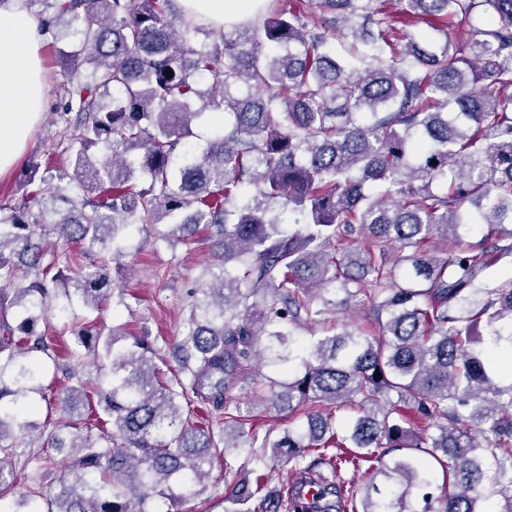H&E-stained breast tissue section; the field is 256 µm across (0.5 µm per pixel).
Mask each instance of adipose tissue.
Listing matches in <instances>:
<instances>
[{"label": "adipose tissue", "instance_id": "obj_1", "mask_svg": "<svg viewBox=\"0 0 512 512\" xmlns=\"http://www.w3.org/2000/svg\"><path fill=\"white\" fill-rule=\"evenodd\" d=\"M191 22L220 27L257 15L261 0H175ZM41 37L36 18L21 6L0 9V173L28 145L44 107Z\"/></svg>", "mask_w": 512, "mask_h": 512}]
</instances>
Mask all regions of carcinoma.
Returning <instances> with one entry per match:
<instances>
[{"instance_id": "cac0c4a2", "label": "carcinoma", "mask_w": 512, "mask_h": 512, "mask_svg": "<svg viewBox=\"0 0 512 512\" xmlns=\"http://www.w3.org/2000/svg\"><path fill=\"white\" fill-rule=\"evenodd\" d=\"M37 2L42 33L69 41L66 65L89 72L68 78L56 105L76 146L65 187L45 192L34 165L24 201L0 204V500L17 480L9 441L35 426L33 355H49L39 323L110 299L131 226L187 240L203 224L224 256L173 350L180 373L163 377L139 339L117 347L115 328L75 327L74 354L93 352L107 380L90 392L67 375L64 420L42 432L72 462L58 491L28 492L27 512H157L204 492L213 462L245 446L296 477L294 496L268 492L260 512H487L494 494L512 512V381L496 363L512 352V281L482 278L512 253L498 234L512 224V0H397L404 21L430 27L424 39L397 31L391 0H298L264 6L258 33L236 25L197 47L188 36L207 31L173 0ZM459 19L484 21L466 46L450 36ZM327 21L346 38L342 58ZM207 109L224 113V135L201 141L192 123ZM99 146L112 155L93 164ZM41 224L56 241L35 239ZM474 224L489 233L470 245ZM355 231L367 245L341 249ZM434 238L450 258L426 251ZM71 243L107 256L74 270ZM48 277L66 279L62 296ZM359 298L369 329L296 338ZM241 383L304 410L305 425L245 439L230 412ZM418 414L429 431H415ZM92 415L112 431L93 436ZM349 466L369 474L353 493L339 476ZM263 480L225 512H251L242 505Z\"/></svg>"}]
</instances>
